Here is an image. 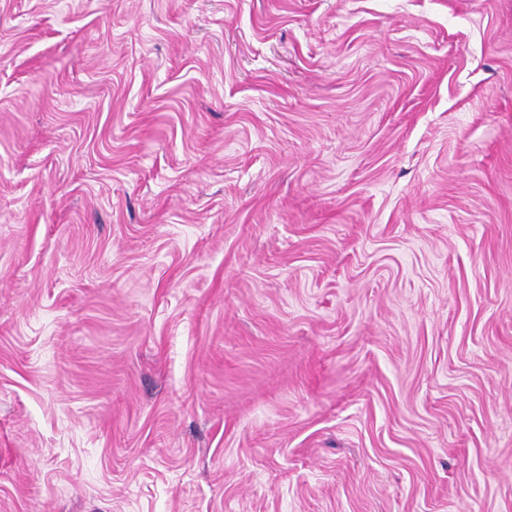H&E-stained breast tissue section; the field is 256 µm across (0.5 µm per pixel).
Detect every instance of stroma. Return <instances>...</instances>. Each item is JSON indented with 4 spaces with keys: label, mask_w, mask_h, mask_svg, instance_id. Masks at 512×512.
<instances>
[{
    "label": "stroma",
    "mask_w": 512,
    "mask_h": 512,
    "mask_svg": "<svg viewBox=\"0 0 512 512\" xmlns=\"http://www.w3.org/2000/svg\"><path fill=\"white\" fill-rule=\"evenodd\" d=\"M0 512H512V0H0Z\"/></svg>",
    "instance_id": "35a3bbf8"
}]
</instances>
